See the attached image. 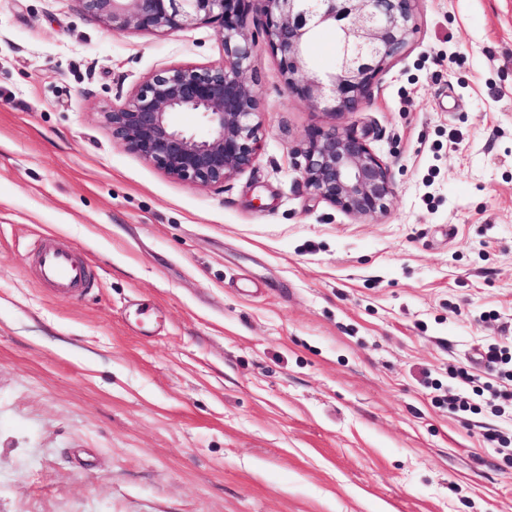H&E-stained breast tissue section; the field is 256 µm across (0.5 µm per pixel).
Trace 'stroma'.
<instances>
[{
	"label": "stroma",
	"mask_w": 512,
	"mask_h": 512,
	"mask_svg": "<svg viewBox=\"0 0 512 512\" xmlns=\"http://www.w3.org/2000/svg\"><path fill=\"white\" fill-rule=\"evenodd\" d=\"M247 25L258 157L204 187L103 113L221 63L219 24L118 33L79 0H0V512H512V451L486 438L512 403L472 393L512 391L479 357L512 346V0H416L339 120ZM335 124L389 164L383 215L306 188L307 135ZM47 235L92 264L89 295L38 280Z\"/></svg>",
	"instance_id": "obj_1"
}]
</instances>
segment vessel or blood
<instances>
[{
    "mask_svg": "<svg viewBox=\"0 0 512 512\" xmlns=\"http://www.w3.org/2000/svg\"><path fill=\"white\" fill-rule=\"evenodd\" d=\"M39 279L54 287L63 298L73 297L78 291L91 283L88 265L66 248L53 242L51 238L42 239L36 250Z\"/></svg>",
    "mask_w": 512,
    "mask_h": 512,
    "instance_id": "1",
    "label": "vessel or blood"
}]
</instances>
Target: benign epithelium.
Here are the masks:
<instances>
[{
    "instance_id": "7a95c632",
    "label": "benign epithelium",
    "mask_w": 512,
    "mask_h": 512,
    "mask_svg": "<svg viewBox=\"0 0 512 512\" xmlns=\"http://www.w3.org/2000/svg\"><path fill=\"white\" fill-rule=\"evenodd\" d=\"M111 31L170 34L203 22L221 24L224 61L179 65L148 76L123 103L103 113L112 138L167 175L221 186L257 159L261 124L247 14L263 20L290 93L341 118L359 110L387 62L416 32V0H80ZM323 29L336 33L335 69L312 71L306 49ZM195 112L205 134L176 128L174 112ZM361 135L334 125L311 132L301 175L312 195L361 218L387 210L390 166Z\"/></svg>"
}]
</instances>
